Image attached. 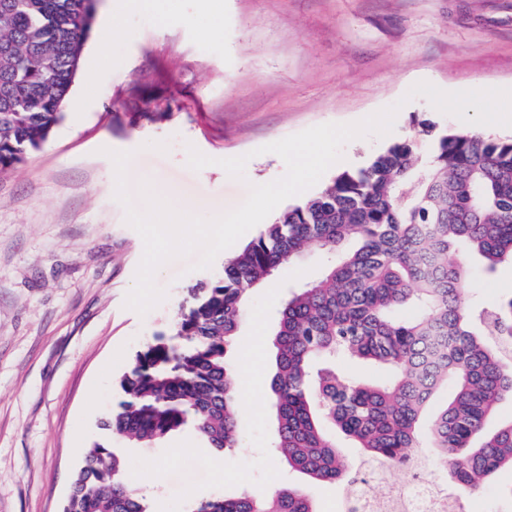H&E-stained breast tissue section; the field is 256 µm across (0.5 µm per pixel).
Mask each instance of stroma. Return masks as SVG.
Returning <instances> with one entry per match:
<instances>
[{
	"instance_id": "obj_1",
	"label": "stroma",
	"mask_w": 512,
	"mask_h": 512,
	"mask_svg": "<svg viewBox=\"0 0 512 512\" xmlns=\"http://www.w3.org/2000/svg\"><path fill=\"white\" fill-rule=\"evenodd\" d=\"M111 9L119 33L103 43ZM420 81L512 88V0H163L136 10L94 0L63 120L0 171V512H63L86 448L105 440L122 449L154 512H193L198 501L279 483L337 512L341 485L311 483L272 453L274 313L287 286L332 262L326 252H306L250 294L231 355L239 448L218 452L190 431L134 447L102 429L136 353L230 256L205 270L190 256L171 260L155 275L165 299L144 316L125 308L144 245L114 198L106 152H131L130 192L146 180L175 209L212 218L240 205L249 185L282 177L283 160L264 145L307 128L399 105L390 134L344 146L349 172L418 123L463 129L427 99H407ZM191 145L212 165L191 170ZM242 155L239 181L219 162ZM466 286L472 304H494L512 292V266L489 274L469 259ZM260 333L258 360L250 348Z\"/></svg>"
}]
</instances>
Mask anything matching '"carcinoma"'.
Wrapping results in <instances>:
<instances>
[{
  "label": "carcinoma",
  "instance_id": "carcinoma-1",
  "mask_svg": "<svg viewBox=\"0 0 512 512\" xmlns=\"http://www.w3.org/2000/svg\"><path fill=\"white\" fill-rule=\"evenodd\" d=\"M92 0H0V170L46 141L78 69ZM412 134L285 209L193 290L189 308L138 352L122 374V399L102 423L138 447L192 429L219 451L238 447V400L229 354L249 290L306 250L353 248L287 293L278 308L276 453L315 483L353 474L326 426L367 458L404 461L418 447L426 407L453 394L427 433L434 460L475 494L512 470V420L488 432L512 394V294L475 310L461 252L494 272L512 264V139L443 131L418 153ZM341 358L394 370L373 384L351 380ZM64 512H152L132 487L119 448L95 442ZM194 512H319L302 489L280 487L200 501Z\"/></svg>",
  "mask_w": 512,
  "mask_h": 512
}]
</instances>
